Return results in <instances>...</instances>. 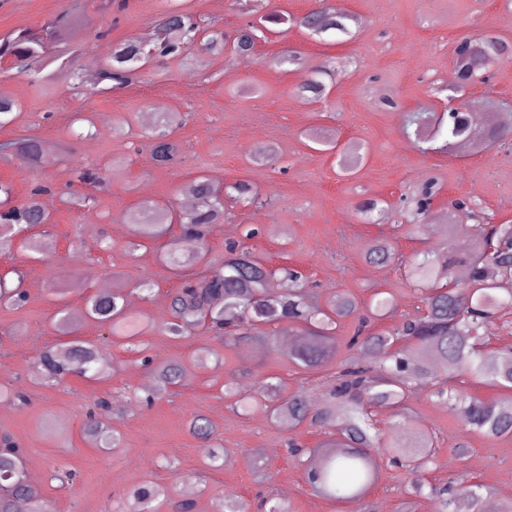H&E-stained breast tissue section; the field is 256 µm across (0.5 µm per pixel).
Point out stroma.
Masks as SVG:
<instances>
[{
    "label": "stroma",
    "mask_w": 512,
    "mask_h": 512,
    "mask_svg": "<svg viewBox=\"0 0 512 512\" xmlns=\"http://www.w3.org/2000/svg\"><path fill=\"white\" fill-rule=\"evenodd\" d=\"M329 2L351 15V36L319 39L279 25L259 40L250 61L205 55L191 71L152 65L128 86L74 96L75 75L88 59H104L113 44L143 36L156 17L176 5L175 0H127L126 10L112 13L105 23V36L88 30L81 58L74 67L54 71L49 92H40L23 76L0 74V88L11 89L23 106L13 124L0 128V140L35 134L46 156L33 169L0 159V180L11 183L20 200L34 183L56 188L48 207L52 223L40 235L41 252L32 255L17 247L0 254V271L15 266L27 273L26 303L0 309V385L19 387L26 397L22 404L0 402V434L23 448L28 473L39 479L53 512H123L128 493L148 480L171 488L169 500L155 503L154 512H174L188 485L198 503L242 498L256 506L272 492L290 512H345L312 492L304 463L288 450L292 439L316 447L323 438L320 429L289 430L262 408L239 415L224 396V382L236 380L242 392L250 393L275 376L285 392L305 386L311 402L321 404L327 381L348 354L345 340L354 319L341 321L332 360L316 370L289 362L282 334L273 343L241 349L225 347L208 332L168 339L159 325L179 280L161 260L163 245L155 243L134 257L124 251L133 235L125 217L140 201H180L185 187L202 173L222 185L249 181L275 205L261 211L227 208L223 223L207 239L211 264L223 262L228 243L244 239L266 267L303 270L315 303L346 291L365 304L379 289L396 299L400 315L413 312L417 292L397 266L367 262L370 241L388 240L398 254L409 256L440 248L447 236L412 230L399 224L395 213L377 224L364 223L359 201L378 198L395 210L431 181L436 190L431 223H447L451 204L462 202L473 209L475 220L488 216L493 223L512 224V153L463 147L452 156L424 154L406 136L401 120L413 111H447L452 48L460 38L488 33L512 44V0ZM69 6L70 0H0V33L45 25ZM185 6L227 33L245 21L234 0H186ZM292 49L302 51L309 67L334 63L336 76L324 99L300 97L297 88L305 71L278 64V56ZM466 96L479 113L512 110V61L493 67L489 83H474ZM78 112L94 120V137L70 132ZM146 112L185 114L172 134L183 150L182 163L162 166L153 160L142 136ZM120 122L126 125L121 135L112 131ZM314 131L326 137V145L310 141ZM356 148L364 161L355 173H344L340 161ZM115 159L122 160L124 175L98 188L93 216L64 203L61 191L82 190L73 177L75 168L94 165L105 172ZM248 228L257 231L249 240L244 237ZM106 234L112 237L108 251L101 246ZM116 276L128 292L130 313L146 326L142 340L154 363L181 365L179 386L143 402L145 387L153 383L149 367L93 323L79 327L75 336L94 342L110 364L107 373L96 380L72 373L56 385L39 384L32 370L40 351L62 341L54 329L60 306L80 310L87 294ZM75 279L80 282L76 288L71 285ZM143 279L156 284L148 300L135 289ZM56 285L65 286L64 296L52 294ZM207 348L212 358L197 363L196 355ZM100 397L111 404L110 423L119 437L115 448L97 447L84 432ZM408 407V420L437 437V467L427 481L441 483L456 474L453 448L464 439L470 446L467 477L504 500L512 489V440L464 436L461 418L425 389L411 397ZM197 415L212 423V441L225 449L222 460H206L202 441L191 434L190 421ZM58 472L76 478L63 483L54 478ZM411 479L406 468L382 465L381 481L369 496L373 512H402Z\"/></svg>",
    "instance_id": "1"
}]
</instances>
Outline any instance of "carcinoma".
Instances as JSON below:
<instances>
[{
  "instance_id": "obj_1",
  "label": "carcinoma",
  "mask_w": 512,
  "mask_h": 512,
  "mask_svg": "<svg viewBox=\"0 0 512 512\" xmlns=\"http://www.w3.org/2000/svg\"><path fill=\"white\" fill-rule=\"evenodd\" d=\"M114 0H73L70 8L45 27H21L0 35V72L16 70L31 83L49 87L54 69L70 67L81 51L82 38L93 22L91 13H112ZM326 17L309 30L312 36L342 34L349 36L351 16L331 6L321 8ZM164 37L147 44L130 37L112 47L102 61L95 82L72 87L73 95L88 91L116 89L130 83L134 76L154 59L163 58L183 66L199 63L196 53L205 51L218 56L226 52L233 58L255 52L256 29L247 21L233 33L210 30L200 25L195 15L183 8H172L154 21ZM481 48L463 59L452 57L455 73H463L472 82L482 78L490 65L512 57V47L497 38H478ZM331 71L319 66L305 78L299 92L307 100L322 98L327 90L323 77ZM22 104L10 97H0V128L16 118ZM477 113L430 118L426 112H410L404 130L414 138L418 150L454 155L458 148L469 146L480 152L499 141L496 128L488 129L480 139L469 138ZM178 112H161L154 125L144 133L150 141L154 160L160 165L180 162L178 145L169 139L179 125ZM435 124L434 145L424 131ZM0 157L17 158L35 167L42 162L40 139L33 134H19L0 140ZM191 190L195 205L183 210L169 202L143 201L127 215L135 225L134 237L124 251L133 254L147 242H154L177 227L183 246L167 250L163 262L176 274L199 265H209L206 237L214 225L224 222V199L237 204L261 208L270 204L246 181L227 188L215 186L205 176L194 178ZM48 183L35 184L28 197L15 200L14 188L0 181V252L14 246L40 252L37 237L17 235L31 227L50 223L41 194L51 192ZM431 187L418 194L400 217L411 224L424 222L430 213ZM70 204L77 210L93 212L97 200L90 192L73 193ZM448 240L441 251L419 250L404 262L406 276L421 291V310L404 314L387 328L375 322L392 315L396 308L389 297L372 299L369 307L360 305L350 293L331 297L324 306L312 303L307 290L308 279L297 268L270 269L235 244L226 249L224 263L203 277H188L169 294L168 318L162 333L173 340L184 339L205 329L226 347L240 348L263 341L261 329L288 322L281 332L301 337V343L289 354L292 364L308 370L326 363L335 344L336 325L345 318L357 320L347 346L349 356L336 369L327 391L326 403L313 406L307 390L300 388L282 396V382L267 378L259 388L239 398L246 409L263 406L289 429L303 424L324 430L321 456L309 462L308 484L319 497L336 505H357L366 512V499L378 485L383 459L404 464L411 472L410 494L426 493L439 498L440 512H477L486 486L456 477L442 486L425 482L434 464V435L428 430L411 429L405 410L410 395L428 388L439 402L458 413L467 433L486 438L512 437V347L491 348L489 326L508 322L512 314V224H467L457 220L445 225ZM469 240V253L459 256L453 244L460 238ZM393 247L376 240L368 247L369 263L386 266L395 261ZM467 269L465 280L456 277L458 266ZM26 273L12 268L0 273V307L9 309L24 296ZM82 318L96 323L124 341L126 350L141 356L149 365L140 340V322L127 311V292L117 286L108 293L88 297ZM35 368L42 380L51 383L72 370L91 376L103 373L104 364L94 344L66 341L43 350ZM162 389L177 386L181 379L179 365L162 364L153 369ZM467 375L502 390V396L486 400L473 393H463L451 381ZM389 411L390 427L378 428L376 412ZM108 401L99 398L85 423L87 436L104 447H117L118 439L104 417ZM190 431L202 440L212 439L210 421L195 417ZM170 488L147 481L128 495L130 512H149L160 498L168 499ZM0 512H50L41 491L32 486L21 459L10 453L0 454Z\"/></svg>"
}]
</instances>
